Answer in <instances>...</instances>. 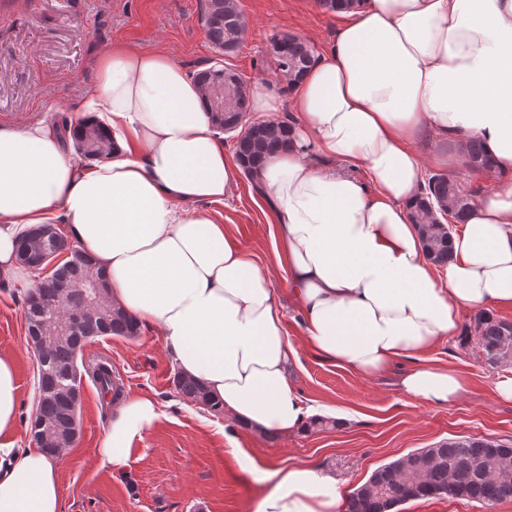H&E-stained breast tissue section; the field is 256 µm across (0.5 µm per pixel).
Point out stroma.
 <instances>
[{
    "mask_svg": "<svg viewBox=\"0 0 512 512\" xmlns=\"http://www.w3.org/2000/svg\"><path fill=\"white\" fill-rule=\"evenodd\" d=\"M237 5L248 33L224 63L249 87L275 78L273 36H298L320 55L340 24L320 0H237ZM116 42L164 50L192 74L216 57L202 0H0V124L45 114L57 122L78 121L77 107L94 88V61ZM199 209L219 213L241 245L272 269L298 351L295 390L303 406L317 408L337 425L288 436L250 431L177 393L176 369L156 327L141 326L133 338L100 337L84 347L85 365L112 368L125 395L154 398L162 417L136 443L126 478L114 480L97 454L113 406L92 379H84L81 433L61 460L63 512H248L270 486L267 472L275 469L315 466L347 495L381 465L449 438L512 443V401L495 390L497 380L512 377V366H489L472 341L439 342L423 363L455 370L465 390L454 402L435 406L400 390L398 368L364 376L324 360L303 340L287 274L277 266L276 227L253 181L240 177L224 203H203ZM1 354L15 360L20 424L28 426L36 409L38 356L27 337L21 296L0 288ZM400 512H512V501L486 507L451 497L423 499L401 505Z\"/></svg>",
    "mask_w": 512,
    "mask_h": 512,
    "instance_id": "1",
    "label": "stroma"
}]
</instances>
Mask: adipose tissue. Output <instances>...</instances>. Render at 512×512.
I'll use <instances>...</instances> for the list:
<instances>
[{
    "label": "adipose tissue",
    "mask_w": 512,
    "mask_h": 512,
    "mask_svg": "<svg viewBox=\"0 0 512 512\" xmlns=\"http://www.w3.org/2000/svg\"><path fill=\"white\" fill-rule=\"evenodd\" d=\"M338 15L333 45L289 100L264 82L251 92L254 111L296 114L293 149L266 157L255 189L309 347L371 376L458 336L461 310L512 306V0H361ZM81 116L111 132L107 159H81L41 117L0 127V278L27 275L23 227L64 225L105 273L113 305L157 327L178 372L239 426L301 430L308 411L273 274L196 209L223 203L242 172L198 82L165 52L116 43L97 59ZM429 133L456 148L435 167L461 163L473 139L496 161L497 183L473 203L441 276L410 222L424 183L414 144ZM398 383L431 405L464 390L436 365L403 370ZM160 419L153 399H120L102 467L122 475ZM19 425L15 363L0 355V512H62L59 458L22 444ZM273 476L254 512H336V479L308 465Z\"/></svg>",
    "instance_id": "obj_1"
}]
</instances>
